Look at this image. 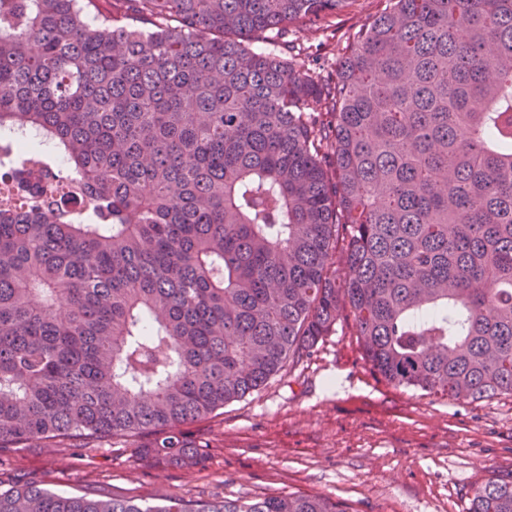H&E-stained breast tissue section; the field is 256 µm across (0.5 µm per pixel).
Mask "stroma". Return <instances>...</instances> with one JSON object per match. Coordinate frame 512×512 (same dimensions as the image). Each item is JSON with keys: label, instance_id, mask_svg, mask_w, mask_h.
I'll use <instances>...</instances> for the list:
<instances>
[{"label": "stroma", "instance_id": "35a3bbf8", "mask_svg": "<svg viewBox=\"0 0 512 512\" xmlns=\"http://www.w3.org/2000/svg\"><path fill=\"white\" fill-rule=\"evenodd\" d=\"M379 0H354L331 30L298 43L327 71L345 35ZM206 441L203 464L149 467L133 440L62 442L0 455V482L36 478L61 491L203 504L301 492L344 512H467L474 488L512 473V395L461 403L388 383L373 372L351 319H340L302 362L184 427Z\"/></svg>", "mask_w": 512, "mask_h": 512}]
</instances>
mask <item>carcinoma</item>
Wrapping results in <instances>:
<instances>
[{"instance_id": "carcinoma-1", "label": "carcinoma", "mask_w": 512, "mask_h": 512, "mask_svg": "<svg viewBox=\"0 0 512 512\" xmlns=\"http://www.w3.org/2000/svg\"><path fill=\"white\" fill-rule=\"evenodd\" d=\"M98 2L0 0V131L53 145L0 169V451L132 438L197 466L182 427L345 313L391 384L512 394V0H383L334 78L290 37L354 0ZM0 512L345 510L32 480ZM468 512H512V473Z\"/></svg>"}]
</instances>
